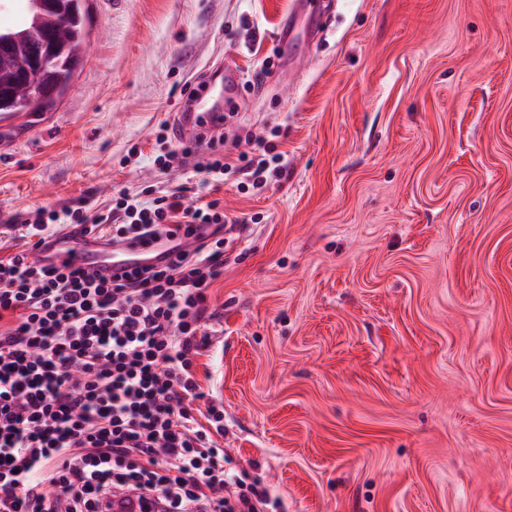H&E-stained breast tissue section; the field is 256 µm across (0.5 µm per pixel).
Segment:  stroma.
Returning <instances> with one entry per match:
<instances>
[{
  "instance_id": "35a3bbf8",
  "label": "stroma",
  "mask_w": 512,
  "mask_h": 512,
  "mask_svg": "<svg viewBox=\"0 0 512 512\" xmlns=\"http://www.w3.org/2000/svg\"><path fill=\"white\" fill-rule=\"evenodd\" d=\"M86 0L57 107L5 128L0 229L122 191L219 199L205 404L266 512H512V0ZM235 66L214 147L175 124ZM274 138L260 186L196 164ZM178 151L169 172L155 155Z\"/></svg>"
}]
</instances>
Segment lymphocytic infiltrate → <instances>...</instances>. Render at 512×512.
I'll return each mask as SVG.
<instances>
[{"label": "lymphocytic infiltrate", "mask_w": 512, "mask_h": 512, "mask_svg": "<svg viewBox=\"0 0 512 512\" xmlns=\"http://www.w3.org/2000/svg\"><path fill=\"white\" fill-rule=\"evenodd\" d=\"M259 145L260 159L213 153L197 167L217 183L233 171L256 186L286 172L284 153ZM62 218L98 238L168 239L172 259L109 280L30 260ZM62 218L25 219L16 252L0 257V512H107L117 489L158 512H264L262 492L228 488L223 411L194 414L206 291L224 270L218 200H189L182 186ZM201 224L210 235L197 236Z\"/></svg>", "instance_id": "obj_1"}]
</instances>
